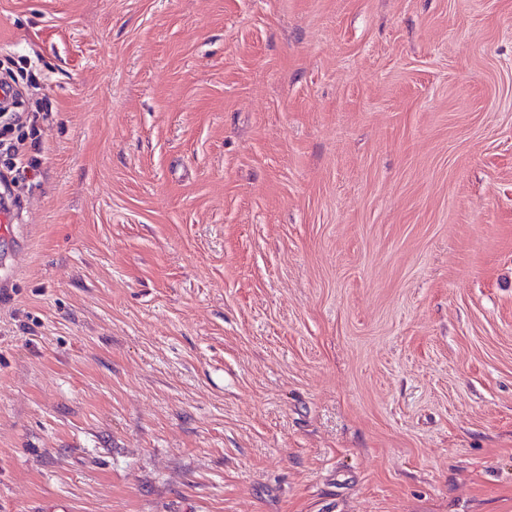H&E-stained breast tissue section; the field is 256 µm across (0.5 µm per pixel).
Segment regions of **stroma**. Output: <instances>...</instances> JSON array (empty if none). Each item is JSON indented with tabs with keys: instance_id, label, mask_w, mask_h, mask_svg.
Segmentation results:
<instances>
[{
	"instance_id": "obj_1",
	"label": "stroma",
	"mask_w": 512,
	"mask_h": 512,
	"mask_svg": "<svg viewBox=\"0 0 512 512\" xmlns=\"http://www.w3.org/2000/svg\"><path fill=\"white\" fill-rule=\"evenodd\" d=\"M0 512H512V0H0ZM2 70L0 91L4 96L0 98V182L9 190L11 186L27 183L35 174V160L27 154L26 141L37 133L39 120L44 117L40 116L38 101L34 104L35 109L32 105L25 107L14 72L9 67ZM15 130L18 134L11 136Z\"/></svg>"
}]
</instances>
